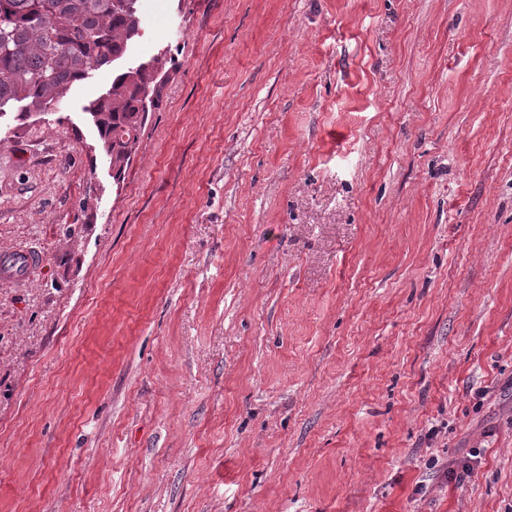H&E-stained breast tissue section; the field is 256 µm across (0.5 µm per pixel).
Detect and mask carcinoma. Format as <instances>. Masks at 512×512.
<instances>
[{
    "mask_svg": "<svg viewBox=\"0 0 512 512\" xmlns=\"http://www.w3.org/2000/svg\"><path fill=\"white\" fill-rule=\"evenodd\" d=\"M139 0H0V114L58 109L70 88L122 58L139 35ZM175 59L161 51L118 74L86 110L114 176L121 177L147 114L160 104Z\"/></svg>",
    "mask_w": 512,
    "mask_h": 512,
    "instance_id": "1",
    "label": "carcinoma"
}]
</instances>
